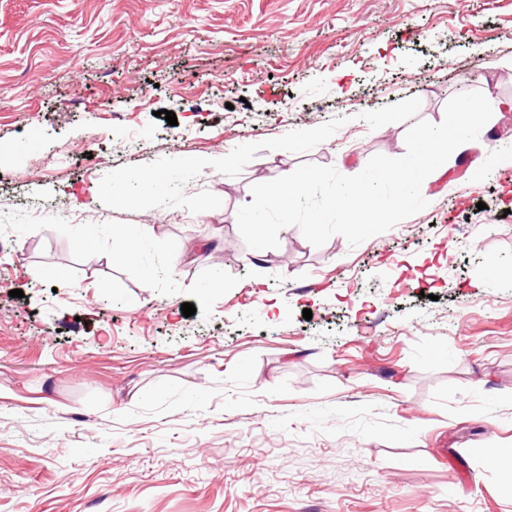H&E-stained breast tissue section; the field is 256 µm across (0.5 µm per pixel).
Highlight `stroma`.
Listing matches in <instances>:
<instances>
[{
  "instance_id": "1",
  "label": "stroma",
  "mask_w": 512,
  "mask_h": 512,
  "mask_svg": "<svg viewBox=\"0 0 512 512\" xmlns=\"http://www.w3.org/2000/svg\"><path fill=\"white\" fill-rule=\"evenodd\" d=\"M470 91L389 231L230 220ZM510 142L512 0H0V512H512Z\"/></svg>"
}]
</instances>
